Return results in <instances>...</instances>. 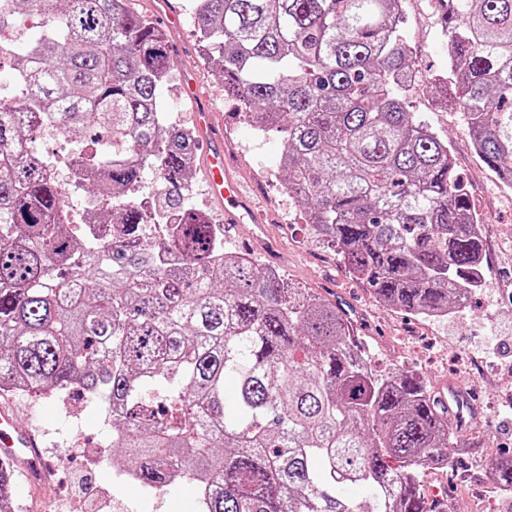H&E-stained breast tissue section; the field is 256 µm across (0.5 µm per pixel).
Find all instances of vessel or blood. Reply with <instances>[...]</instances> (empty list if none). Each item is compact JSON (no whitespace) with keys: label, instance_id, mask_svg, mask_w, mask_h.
<instances>
[{"label":"vessel or blood","instance_id":"obj_1","mask_svg":"<svg viewBox=\"0 0 512 512\" xmlns=\"http://www.w3.org/2000/svg\"><path fill=\"white\" fill-rule=\"evenodd\" d=\"M153 10L161 25L170 31L181 28L177 0H155ZM184 90L194 103V124L203 146L202 167L212 198L224 211L228 224H255L259 217L238 178L236 163L224 146V131L214 120L206 95L195 78L184 81ZM0 460L7 461L10 472L0 478L11 481L13 473L22 474L30 483L42 481L48 463L41 452V441L32 429L20 427L11 405L0 403Z\"/></svg>","mask_w":512,"mask_h":512}]
</instances>
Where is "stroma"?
Here are the masks:
<instances>
[{
    "label": "stroma",
    "mask_w": 512,
    "mask_h": 512,
    "mask_svg": "<svg viewBox=\"0 0 512 512\" xmlns=\"http://www.w3.org/2000/svg\"><path fill=\"white\" fill-rule=\"evenodd\" d=\"M185 8L180 39L182 51L173 56L172 77L163 91L165 107L180 126L192 127L193 106L183 91L186 72H194L210 96L209 104L224 127L228 154L239 166L241 179L256 195L262 224H231L224 228V247L248 254L257 267H276L285 286L336 301L345 310L356 335L378 370L400 368L438 391L457 381L479 392L477 426L468 447L455 448L451 470L428 471L425 482L442 487L455 482L458 493L453 512H512V497L494 493L488 463L494 456L512 454V197L500 192L495 177L473 152L462 113L438 105L428 77L446 70L448 53L434 16L433 0H401L405 33L415 49L421 75L407 94L416 118L424 120L448 143L456 169L484 220L488 273L483 288L460 314L423 319L378 303L371 292L344 268L336 249L315 236L304 220V209L282 186L278 162L284 143L276 132L253 129L235 98L224 93L216 70L204 65L190 8ZM12 402L24 427L38 428L45 448L66 449V461L55 464L44 484L19 480L12 492L14 512H69L72 473L88 468L84 451L111 438L97 406L75 399L63 410L57 399L16 396ZM120 451L92 469L108 473L102 487L116 501L119 512H185L198 495L195 481L161 489L137 486L113 470L122 463Z\"/></svg>",
    "instance_id": "1"
}]
</instances>
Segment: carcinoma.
Instances as JSON below:
<instances>
[{
  "mask_svg": "<svg viewBox=\"0 0 512 512\" xmlns=\"http://www.w3.org/2000/svg\"><path fill=\"white\" fill-rule=\"evenodd\" d=\"M24 11L47 23L0 99V391L95 398L143 487L192 461L193 512H439L422 477L458 439L439 393L377 372L335 304L224 250L186 201L197 134L166 119V34L128 0H0V32ZM435 13L448 76L432 82L510 188L512 0ZM193 22L245 120L282 134V185L350 275L416 316L465 308L483 221L448 144L407 109L399 0H193ZM47 124L112 138V157L83 150L71 171L112 196L76 235L58 164L34 150ZM146 224L163 227L154 250ZM489 469L512 493V456Z\"/></svg>",
  "mask_w": 512,
  "mask_h": 512,
  "instance_id": "obj_1",
  "label": "carcinoma"
}]
</instances>
